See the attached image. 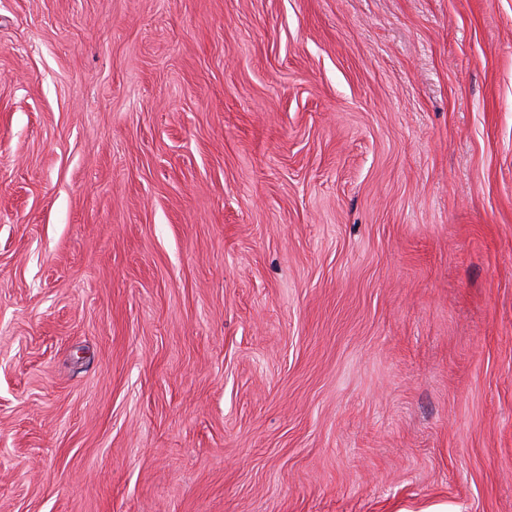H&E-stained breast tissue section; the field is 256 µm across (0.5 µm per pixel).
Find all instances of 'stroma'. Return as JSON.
Wrapping results in <instances>:
<instances>
[{
    "label": "stroma",
    "mask_w": 512,
    "mask_h": 512,
    "mask_svg": "<svg viewBox=\"0 0 512 512\" xmlns=\"http://www.w3.org/2000/svg\"><path fill=\"white\" fill-rule=\"evenodd\" d=\"M0 512H512V0H0Z\"/></svg>",
    "instance_id": "1"
}]
</instances>
